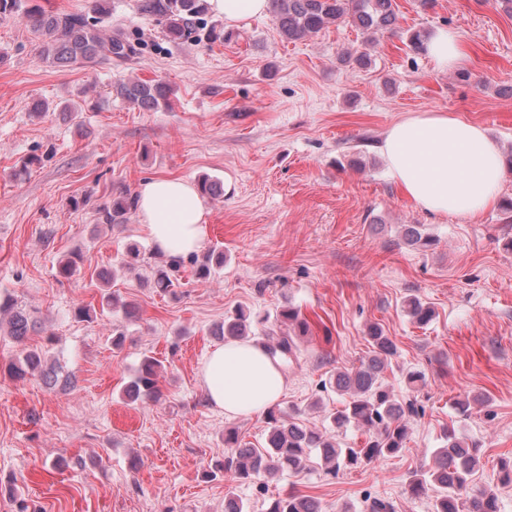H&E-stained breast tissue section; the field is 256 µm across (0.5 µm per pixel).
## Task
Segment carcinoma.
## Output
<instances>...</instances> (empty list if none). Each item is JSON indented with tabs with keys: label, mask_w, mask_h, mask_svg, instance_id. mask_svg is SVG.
<instances>
[{
	"label": "carcinoma",
	"mask_w": 512,
	"mask_h": 512,
	"mask_svg": "<svg viewBox=\"0 0 512 512\" xmlns=\"http://www.w3.org/2000/svg\"><path fill=\"white\" fill-rule=\"evenodd\" d=\"M272 14L280 33L289 41L311 37L332 24H350L364 36L365 45L378 43L379 37L395 30V0H271ZM141 15L163 25L165 36L173 41L200 37L205 0H137ZM25 19L41 40L40 59L51 65L95 64L112 59L123 60L135 52L133 42L112 36L89 22L83 13H47L40 8L26 11ZM122 100L147 111L168 105L170 88L155 80H123L113 84ZM136 207L135 196L125 193L100 209L106 224H123ZM224 265V252L212 250L197 264L195 276L209 277L212 270ZM152 287L164 295L175 294L181 286L176 263L148 264ZM406 310L420 326L428 324L433 309L416 297L406 301ZM7 316L8 336L18 345L28 339L35 322L13 299H0V316ZM275 321L286 331L275 342L265 345L268 353L285 365L297 358V339L309 335L310 327L301 311L289 304L275 315ZM251 313L238 308L234 315L217 326L214 335L229 340L245 339L250 334ZM366 340L370 346L360 366L351 371H338L329 379L336 393L349 397L340 409L329 415L330 427L356 426L366 439L356 448H343L327 432L308 427L294 419H285V412L276 406L266 411L269 434L266 447L259 449L242 441L234 429L224 431V444L231 454L218 471H230L240 481L274 478L285 472L299 474L310 468L313 460L321 461L326 473L367 464L393 456L405 448L409 437L406 418L417 414L410 399L399 400L384 385L382 374L396 345L378 324L369 326ZM43 351L22 349L17 360L7 367L8 375L23 380L28 375L49 377L44 369ZM161 362L142 358L137 374L124 387L131 401H157ZM445 445L436 450L433 464L423 466L412 476L410 491L416 497L428 488L436 492L433 512H499L498 497L485 487H471L472 477L480 468L481 445L457 435L455 428L443 430ZM264 512H322L317 500L290 491L276 496Z\"/></svg>",
	"instance_id": "carcinoma-1"
}]
</instances>
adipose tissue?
Segmentation results:
<instances>
[{
  "label": "adipose tissue",
  "mask_w": 512,
  "mask_h": 512,
  "mask_svg": "<svg viewBox=\"0 0 512 512\" xmlns=\"http://www.w3.org/2000/svg\"><path fill=\"white\" fill-rule=\"evenodd\" d=\"M425 49L441 69L465 58L462 36L445 29L431 31ZM380 151L400 191L437 216L476 217L494 204L505 178L498 142L483 126L445 112L396 120L384 132ZM137 210L147 238L168 261L196 252L206 237V210L189 181H146L138 191ZM200 377L211 403L228 418L265 411L286 389L278 359L252 341H229L214 349Z\"/></svg>",
  "instance_id": "adipose-tissue-1"
}]
</instances>
